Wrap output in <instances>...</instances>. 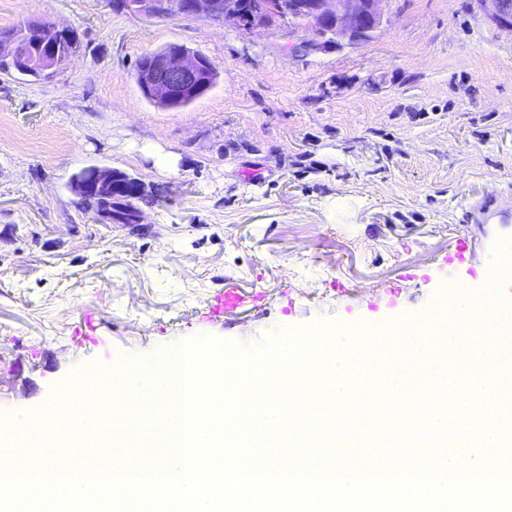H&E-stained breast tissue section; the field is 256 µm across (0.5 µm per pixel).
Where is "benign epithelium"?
Returning a JSON list of instances; mask_svg holds the SVG:
<instances>
[{"label": "benign epithelium", "instance_id": "7a95c632", "mask_svg": "<svg viewBox=\"0 0 512 512\" xmlns=\"http://www.w3.org/2000/svg\"><path fill=\"white\" fill-rule=\"evenodd\" d=\"M388 0H262L258 11L248 15L244 29L253 33L274 25L288 23L306 32L303 46L322 52L345 45H355L370 37L382 26ZM133 15L149 19L207 18L224 25L239 26L243 17V0H119ZM497 28L512 32V0H468ZM27 45L16 35L0 36V58L13 62L27 56ZM75 52L59 55L48 51L37 60L45 72L66 65ZM219 78L215 66L204 62L199 53L178 45L154 53L152 63L135 73L138 88L158 103H167L183 94L193 95ZM114 169L91 166L82 169L69 184L80 201L94 200L98 207L89 209L93 220L106 224L114 214L110 206Z\"/></svg>", "mask_w": 512, "mask_h": 512}]
</instances>
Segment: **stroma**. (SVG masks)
<instances>
[{
    "instance_id": "obj_1",
    "label": "stroma",
    "mask_w": 512,
    "mask_h": 512,
    "mask_svg": "<svg viewBox=\"0 0 512 512\" xmlns=\"http://www.w3.org/2000/svg\"><path fill=\"white\" fill-rule=\"evenodd\" d=\"M45 15L81 48L50 80L0 73V418L198 335L257 347L283 328L440 316L457 283L490 282L461 240L512 255V226L462 221L512 186V33L466 0H388L373 38L309 54L285 24L0 0V30ZM172 43L220 73L180 110L134 81ZM89 166L163 196L139 226L93 222L69 190ZM228 277L266 300L209 320Z\"/></svg>"
}]
</instances>
